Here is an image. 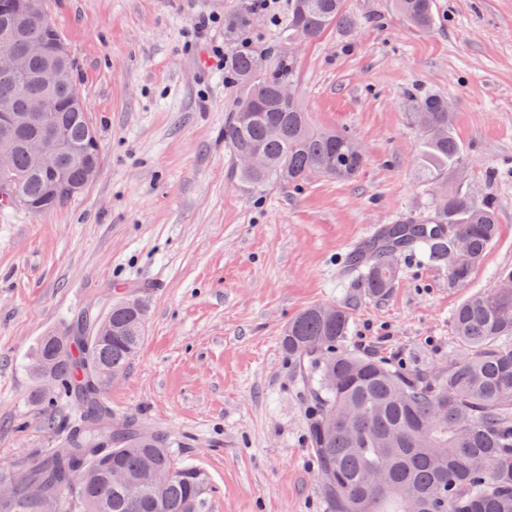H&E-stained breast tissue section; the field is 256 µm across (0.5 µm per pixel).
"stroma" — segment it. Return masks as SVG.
<instances>
[{
	"label": "stroma",
	"mask_w": 512,
	"mask_h": 512,
	"mask_svg": "<svg viewBox=\"0 0 512 512\" xmlns=\"http://www.w3.org/2000/svg\"><path fill=\"white\" fill-rule=\"evenodd\" d=\"M362 24L300 47L315 126L354 135L355 181L315 178L256 193L224 147L237 91L223 65L197 76L245 0H47L97 131L92 183L57 210L0 211V474L60 447L71 407L28 368L38 339L112 284L146 288L145 341L106 392L113 418L163 433L210 486L203 512H325L306 446L308 401L282 351L288 320L314 304L351 314L355 348L436 370L464 345L451 312L512 269V0H435L433 28L392 0H347ZM447 97L472 187L497 205L499 235L468 284L419 255L385 299L337 285L371 226L426 207L407 90Z\"/></svg>",
	"instance_id": "35a3bbf8"
}]
</instances>
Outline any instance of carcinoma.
<instances>
[{"label": "carcinoma", "mask_w": 512, "mask_h": 512, "mask_svg": "<svg viewBox=\"0 0 512 512\" xmlns=\"http://www.w3.org/2000/svg\"><path fill=\"white\" fill-rule=\"evenodd\" d=\"M411 25L436 24L434 0H392ZM361 20L345 0H288L281 24V49L242 47L227 62V77L240 91L237 108L224 122V147L234 160L258 151L263 167L236 168L242 183L256 191L299 187L311 178L349 182L364 167L356 139L345 130L311 124L300 96L285 102L282 85H297L298 65L287 52L326 33L353 34ZM60 36L43 15L15 32L0 31V51L25 53ZM44 57L29 58L26 73L0 71V104L14 113L48 98V122L61 126L67 145L57 155L64 173L54 195L50 173L37 165L29 142L41 126L7 127L13 144L9 179L34 213L54 210L74 195L69 186L92 181L80 159L93 132L87 114L68 103L77 83L73 58L63 61L65 81L47 96L38 76ZM405 105L419 127L417 178L433 187L419 215L385 226L380 245L365 244L349 255L343 269L361 271L368 294L382 299L399 277V259L418 253L426 262L448 267L454 284L470 281L498 232L496 205L473 196L466 152L453 134L448 98L418 89ZM323 305L304 309L281 336V347L299 374L311 402L308 448L321 477L328 512H512V270L500 272L495 287L477 291L455 308L451 321L466 351L441 371L400 365L369 350L347 346L350 316ZM144 291L115 285L105 321L112 335L96 337L95 321L76 322L43 336L30 360L36 377L49 372L55 396L76 410L66 445L35 455L23 466L28 482L56 498L57 512H202L204 473L179 463L167 438L133 419L116 436L106 427L112 411L105 393L144 340ZM139 485L129 498L126 483ZM0 512H38L23 486Z\"/></svg>", "instance_id": "carcinoma-1"}]
</instances>
